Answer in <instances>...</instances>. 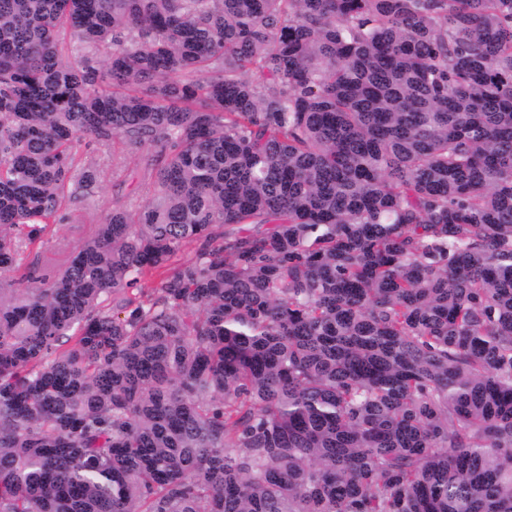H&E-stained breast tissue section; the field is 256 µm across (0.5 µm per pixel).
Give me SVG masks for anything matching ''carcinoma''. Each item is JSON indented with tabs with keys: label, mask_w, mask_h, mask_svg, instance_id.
I'll list each match as a JSON object with an SVG mask.
<instances>
[{
	"label": "carcinoma",
	"mask_w": 512,
	"mask_h": 512,
	"mask_svg": "<svg viewBox=\"0 0 512 512\" xmlns=\"http://www.w3.org/2000/svg\"><path fill=\"white\" fill-rule=\"evenodd\" d=\"M0 512H512V0H0ZM153 151L149 145L130 146L122 139L109 144L90 142L87 147L82 146L77 155L78 163L81 164L88 157L99 162L98 186L92 198L76 201L69 207L70 223L61 224L57 235L77 241L86 236L93 225L103 221L112 211V206L135 209L145 194L142 185L144 167Z\"/></svg>",
	"instance_id": "carcinoma-1"
}]
</instances>
